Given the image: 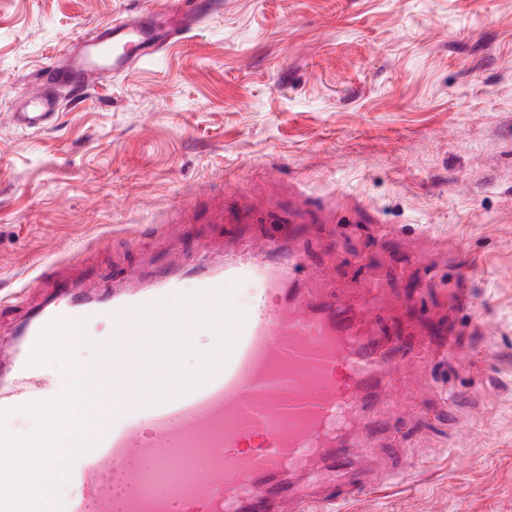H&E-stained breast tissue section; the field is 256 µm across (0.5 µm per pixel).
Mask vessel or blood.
<instances>
[{
  "mask_svg": "<svg viewBox=\"0 0 512 512\" xmlns=\"http://www.w3.org/2000/svg\"><path fill=\"white\" fill-rule=\"evenodd\" d=\"M210 15L198 0H173L161 12L139 10L89 29L44 72L40 86L22 89L14 123L47 129L62 95L79 103L87 91L156 60ZM299 210L285 211L280 230L253 244L247 258L177 270L122 274L123 288L104 285L88 296L59 277L51 307L17 325L20 345L0 377V409L50 400L60 389L29 362L44 327L57 319L131 322L132 310L154 304L191 281L215 292L236 282L251 288L247 319L225 367L207 384L148 408L133 393L118 399L112 420L93 428L96 447L74 464L64 512H310L361 493L360 485L307 482L308 473L350 471L368 427V405L388 394L392 351L362 333L372 303L352 306L336 291L308 286L310 269L293 245ZM201 449L205 467H185L187 449ZM181 470L174 493L145 491L147 480Z\"/></svg>",
  "mask_w": 512,
  "mask_h": 512,
  "instance_id": "b4317fda",
  "label": "vessel or blood"
}]
</instances>
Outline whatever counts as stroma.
<instances>
[{
    "label": "stroma",
    "instance_id": "35a3bbf8",
    "mask_svg": "<svg viewBox=\"0 0 512 512\" xmlns=\"http://www.w3.org/2000/svg\"><path fill=\"white\" fill-rule=\"evenodd\" d=\"M133 0H0V340L58 275L193 263L300 207L309 267L374 299L393 395L327 512H512V0H222L43 131L8 114ZM236 184L225 191L226 180ZM335 213V223L324 221Z\"/></svg>",
    "mask_w": 512,
    "mask_h": 512
}]
</instances>
